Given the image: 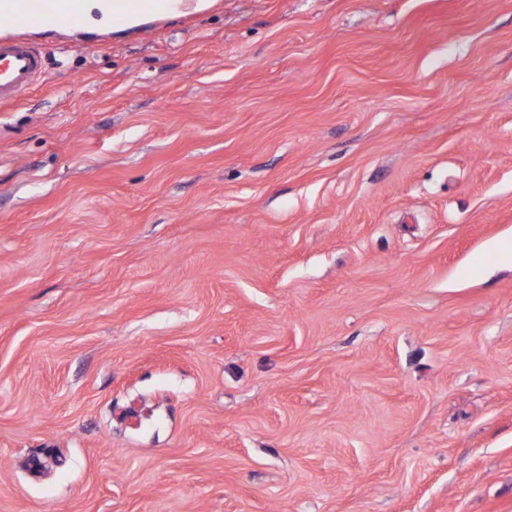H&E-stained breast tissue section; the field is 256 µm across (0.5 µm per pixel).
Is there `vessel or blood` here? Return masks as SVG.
I'll return each instance as SVG.
<instances>
[{
	"label": "vessel or blood",
	"instance_id": "b4317fda",
	"mask_svg": "<svg viewBox=\"0 0 512 512\" xmlns=\"http://www.w3.org/2000/svg\"><path fill=\"white\" fill-rule=\"evenodd\" d=\"M106 16L130 14L163 16L168 0H102ZM85 18L83 0H0V105L16 103L44 73L40 47L18 35L16 27L50 25L80 27Z\"/></svg>",
	"mask_w": 512,
	"mask_h": 512
}]
</instances>
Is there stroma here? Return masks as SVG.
<instances>
[{"mask_svg":"<svg viewBox=\"0 0 512 512\" xmlns=\"http://www.w3.org/2000/svg\"><path fill=\"white\" fill-rule=\"evenodd\" d=\"M30 37L0 512H512V0Z\"/></svg>","mask_w":512,"mask_h":512,"instance_id":"1","label":"stroma"}]
</instances>
